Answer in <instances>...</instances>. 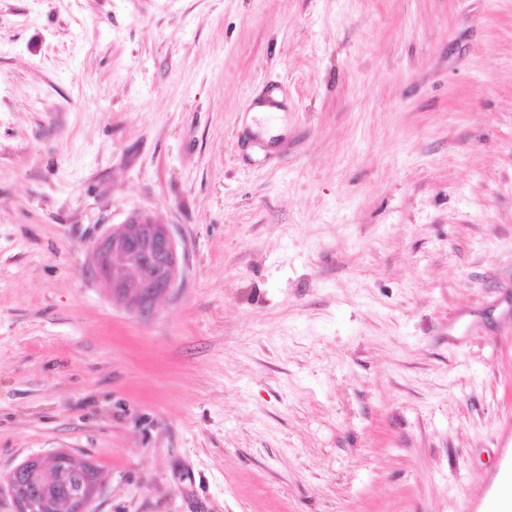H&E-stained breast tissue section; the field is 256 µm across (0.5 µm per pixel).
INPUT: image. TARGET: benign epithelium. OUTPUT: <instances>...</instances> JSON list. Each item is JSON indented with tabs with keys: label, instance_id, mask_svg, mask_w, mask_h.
Here are the masks:
<instances>
[{
	"label": "benign epithelium",
	"instance_id": "1",
	"mask_svg": "<svg viewBox=\"0 0 512 512\" xmlns=\"http://www.w3.org/2000/svg\"><path fill=\"white\" fill-rule=\"evenodd\" d=\"M98 261L112 264L113 296L142 316L155 302L170 295L183 276L179 244L167 224L156 223L148 214H131L124 224L105 234L95 244ZM87 465L66 452L27 458L0 479L15 500L18 512H86L97 479L79 481L65 496L55 498L49 487L64 476L82 477Z\"/></svg>",
	"mask_w": 512,
	"mask_h": 512
}]
</instances>
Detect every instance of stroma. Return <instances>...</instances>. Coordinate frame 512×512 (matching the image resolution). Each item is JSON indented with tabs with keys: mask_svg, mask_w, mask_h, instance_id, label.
<instances>
[{
	"mask_svg": "<svg viewBox=\"0 0 512 512\" xmlns=\"http://www.w3.org/2000/svg\"><path fill=\"white\" fill-rule=\"evenodd\" d=\"M135 212L184 267L147 317L86 274ZM60 450L87 512H480L512 0H0V475Z\"/></svg>",
	"mask_w": 512,
	"mask_h": 512,
	"instance_id": "1",
	"label": "stroma"
}]
</instances>
